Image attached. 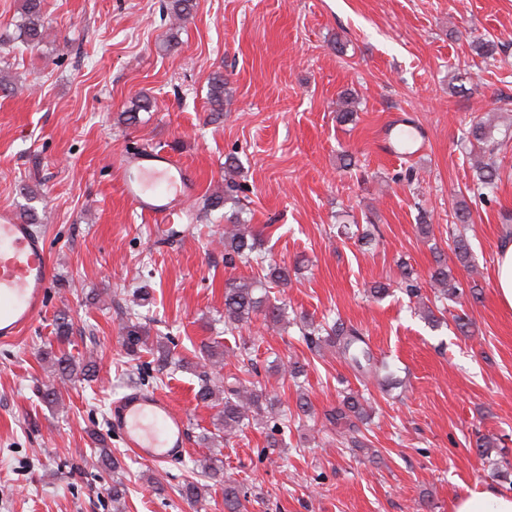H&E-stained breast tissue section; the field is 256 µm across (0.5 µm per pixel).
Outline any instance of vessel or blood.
<instances>
[{
	"label": "vessel or blood",
	"instance_id": "obj_1",
	"mask_svg": "<svg viewBox=\"0 0 512 512\" xmlns=\"http://www.w3.org/2000/svg\"><path fill=\"white\" fill-rule=\"evenodd\" d=\"M120 177L129 204L166 223L189 224L193 216L178 203L192 193L195 176L161 151L143 150L124 161ZM50 287L45 238L34 225L0 213V339L9 340L40 315ZM112 421L125 446L147 463L184 453L185 417L167 399L142 390L127 393L113 407Z\"/></svg>",
	"mask_w": 512,
	"mask_h": 512
}]
</instances>
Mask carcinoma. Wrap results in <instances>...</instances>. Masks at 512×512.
Returning a JSON list of instances; mask_svg holds the SVG:
<instances>
[{"mask_svg":"<svg viewBox=\"0 0 512 512\" xmlns=\"http://www.w3.org/2000/svg\"><path fill=\"white\" fill-rule=\"evenodd\" d=\"M195 7L194 0H171L169 31L182 28L183 23L191 15ZM22 39L29 46H38L52 36L50 27L46 25L44 15V0H23L20 14ZM209 103L212 111L220 112L224 109V91L227 82L224 74L214 73L210 80ZM468 143L475 147L494 144L492 120L486 116H476L471 122L467 136ZM499 179L498 166L493 157L478 163L475 166L474 190L483 195L493 191ZM224 262L235 265L240 261L247 263L258 260L263 239L262 232L254 230L242 218V210L237 208L231 215L225 217L224 234ZM448 248L455 255L456 260L464 267L471 266V246L462 235H452L448 238ZM437 267L430 275V286L434 288L435 298L439 301L454 302L460 294V287L452 276L448 265L442 259L436 260ZM288 285V271L282 267H271L263 278L240 281L228 278L224 282V330L231 332L240 324L253 318L261 317L266 323L277 325L285 318L286 304H273L269 297L268 288H282ZM399 288L412 298H421L422 282L413 271L402 267ZM123 335L126 336V350L130 356H136L146 350L157 355L156 361L168 366L172 363L170 348L160 340H154L145 331L140 323L128 322L122 326ZM55 338L60 345L71 344L73 323L65 313L59 314L54 323ZM303 338L309 348H317L325 342L336 347V354L343 359L353 371L356 378L371 377L379 370L378 360L375 358L369 342L364 333L353 325L336 319L333 323L318 324L303 333ZM197 361L179 360L178 365L183 368L200 369L201 384L197 391L198 401L206 406L218 408L216 415L217 425L224 433V440L242 431L246 421L255 415L271 413L275 402L269 397L261 382L248 384L232 375H224V349L219 342L205 344L201 348ZM52 366L54 380L42 385L41 395L49 403L60 406L63 404L62 387L75 378L84 380L95 376L97 366L91 359H76L72 354L61 349L53 354ZM373 407L364 395L348 390L336 409L326 415L331 424L343 427L351 434V444L361 448L364 443L358 439L362 434L361 427L369 424ZM99 448L95 449V460L107 470L120 467L118 459L112 456V450L107 446L104 435L96 436ZM197 467L201 475L215 482L224 483V510L225 512H242V493L239 485L231 480L224 479L222 460L212 455L198 460ZM206 491V486L192 479L186 481L182 489L185 499L197 502Z\"/></svg>","mask_w":512,"mask_h":512,"instance_id":"cac0c4a2","label":"carcinoma"}]
</instances>
